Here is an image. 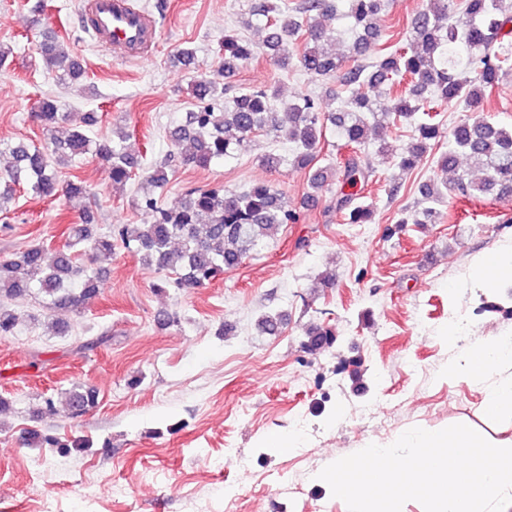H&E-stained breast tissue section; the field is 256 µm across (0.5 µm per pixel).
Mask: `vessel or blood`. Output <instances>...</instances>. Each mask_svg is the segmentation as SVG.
Listing matches in <instances>:
<instances>
[{"label":"vessel or blood","mask_w":512,"mask_h":512,"mask_svg":"<svg viewBox=\"0 0 512 512\" xmlns=\"http://www.w3.org/2000/svg\"><path fill=\"white\" fill-rule=\"evenodd\" d=\"M83 25L99 47L122 60L148 56L159 38L155 17L136 0H89Z\"/></svg>","instance_id":"b4317fda"}]
</instances>
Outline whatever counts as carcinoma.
<instances>
[{
  "mask_svg": "<svg viewBox=\"0 0 512 512\" xmlns=\"http://www.w3.org/2000/svg\"><path fill=\"white\" fill-rule=\"evenodd\" d=\"M502 3L426 0L411 20L405 41L389 43L381 28L385 0H301L292 8L286 2L256 0L244 27L254 26L263 32L261 43L238 32L224 35L218 76L204 73L194 77L190 94L195 109L168 131L169 157L205 168L247 150L258 135L283 137L295 145L289 166L304 174L314 190L308 204L318 202V193L333 191L336 211L346 223L369 224L373 205L345 188L368 183L371 166L362 149L368 142L370 121L394 126L404 123L414 131L411 142L398 149L387 144L378 147V153L394 157L400 169H413L423 154L434 148L439 172L456 170L459 156L464 155L482 177L462 175L452 184L435 179L423 183L420 197L396 221V228L439 223L440 206L453 193L511 198L512 128L484 118L461 120L448 132V146L440 145V113L476 107L512 60L506 41L512 35V12H505ZM337 13L349 20L355 34L351 55L345 57L336 56L324 44L321 20ZM36 53L45 69L62 83L84 73L68 44L51 32L42 35ZM258 54L283 69L297 66L312 78L336 79L331 93L340 100L339 109L324 112L311 94L278 104V90L265 87L222 99L225 88L220 78L234 76L243 63ZM381 86L394 104L390 111L378 113L372 92ZM31 118L51 132L70 115L59 111L54 99L41 97ZM329 131L350 149L341 165L318 164L320 145ZM128 139L129 134L121 131L110 139L93 140L83 129L71 130L61 138L54 136L43 146L0 139V155L8 159L5 175H0V213L8 210L19 187L38 197L68 202L87 199L90 188L86 182L60 180L59 166L88 154L110 169L112 185H125L141 168L139 154L128 146ZM143 181L148 193L138 201L145 214L142 223L114 224L101 232L94 216L82 210L79 222L68 227L63 245L33 244L16 257L0 258V299L13 301L35 293L48 309L79 314L97 294L98 277L77 264L78 256L86 253L107 259L118 244L165 273L155 288H201L258 253L279 228L300 219L297 209L267 183H254L239 192L222 187L193 189L179 207L163 209L151 192L167 185V165L145 170ZM282 324L279 314H265L258 320L259 328L268 335L278 334ZM17 325L16 315L0 306V338L14 335ZM306 336L305 346L311 352L326 350L336 342L335 331L327 326H315ZM97 404V391L79 385L68 392L65 409L68 415L78 417ZM27 441L66 451L90 447L89 440L81 436L62 440L35 431L29 432Z\"/></svg>",
  "mask_w": 512,
  "mask_h": 512,
  "instance_id": "1",
  "label": "carcinoma"
}]
</instances>
